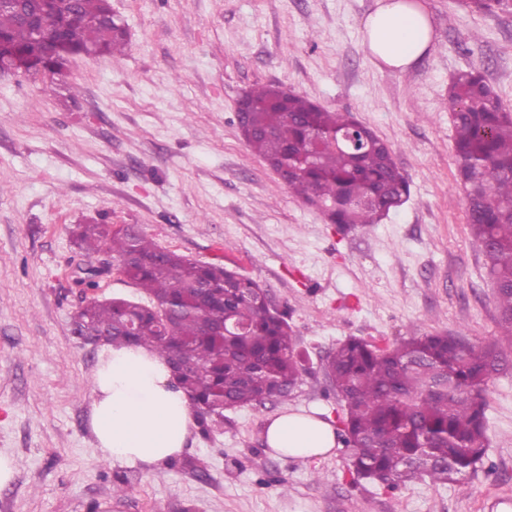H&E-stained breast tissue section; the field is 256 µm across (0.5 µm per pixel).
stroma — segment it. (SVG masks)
<instances>
[{
	"label": "stroma",
	"instance_id": "obj_1",
	"mask_svg": "<svg viewBox=\"0 0 512 512\" xmlns=\"http://www.w3.org/2000/svg\"><path fill=\"white\" fill-rule=\"evenodd\" d=\"M435 46L400 71L374 64L361 22L376 0H110L121 59L74 55L61 74L0 75V512H512V364L487 388V457L466 479L391 491L354 479L348 451L294 459L270 419L338 404L322 363L356 337L385 347L464 331L512 360L484 256L464 220L448 86L482 71L512 109V14L422 0ZM280 84L348 111L392 146L410 197L340 228L291 195L236 117L251 86ZM76 224H132L157 245L257 281L285 313L304 368L288 399L226 411L147 470L102 458L90 416L106 345L73 332L88 259ZM133 488L115 495L113 485Z\"/></svg>",
	"mask_w": 512,
	"mask_h": 512
}]
</instances>
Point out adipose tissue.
<instances>
[{"label": "adipose tissue", "instance_id": "1", "mask_svg": "<svg viewBox=\"0 0 512 512\" xmlns=\"http://www.w3.org/2000/svg\"><path fill=\"white\" fill-rule=\"evenodd\" d=\"M372 58L407 69L434 44L430 13L419 0H377L362 21ZM195 427L187 397L172 386L162 357L138 346L110 348L93 377L91 428L105 459L151 468L179 456ZM268 448L292 458L328 454L334 426L312 413L291 411L265 428Z\"/></svg>", "mask_w": 512, "mask_h": 512}]
</instances>
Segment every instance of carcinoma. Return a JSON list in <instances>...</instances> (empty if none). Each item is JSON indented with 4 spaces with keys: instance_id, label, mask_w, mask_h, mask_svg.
Masks as SVG:
<instances>
[{
    "instance_id": "obj_1",
    "label": "carcinoma",
    "mask_w": 512,
    "mask_h": 512,
    "mask_svg": "<svg viewBox=\"0 0 512 512\" xmlns=\"http://www.w3.org/2000/svg\"><path fill=\"white\" fill-rule=\"evenodd\" d=\"M471 12H512L506 0H461ZM107 0L47 5L37 25L0 9V35L34 49L35 30L75 52H122L127 32L107 19ZM251 109L237 113L252 152L279 172L304 202L329 206L333 224L368 226L403 204L409 185L392 148L370 128L341 135L356 119L330 112L272 85L246 92ZM457 181L464 219L482 247L493 281L501 331L512 336V111L478 70L456 75L448 90ZM87 255L101 252L145 294L98 301L73 317L88 343L143 345L165 357L203 431L224 424V411L265 407L290 397L303 368L293 330L269 308L267 290L220 264L199 263L147 240L130 225L77 224L71 230ZM192 367L181 370V360ZM507 366L501 352L477 348L465 334L412 336L389 347L356 338L336 345L323 369L341 404L337 437L350 449L349 468L389 490L413 481H458L487 455L486 390Z\"/></svg>"
}]
</instances>
